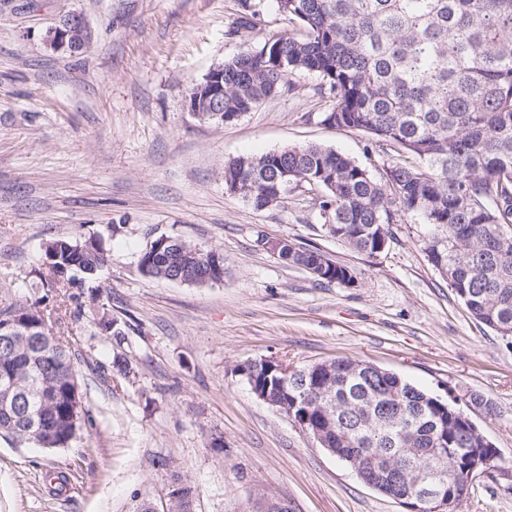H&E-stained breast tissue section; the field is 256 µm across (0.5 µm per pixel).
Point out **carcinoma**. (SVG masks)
<instances>
[{
  "label": "carcinoma",
  "mask_w": 512,
  "mask_h": 512,
  "mask_svg": "<svg viewBox=\"0 0 512 512\" xmlns=\"http://www.w3.org/2000/svg\"><path fill=\"white\" fill-rule=\"evenodd\" d=\"M292 30L224 62V112H252L281 93L297 72L319 79L331 108L323 122L369 136L367 149L397 158L373 172L350 156L307 145L242 156L224 165V186L259 191L288 167L298 188L314 178L321 224L358 252L380 253L391 242L388 225L417 217L428 261L463 301L475 321L512 346V0H274ZM260 0H240L233 36L255 26ZM291 265L308 268L321 251L288 244ZM41 277L50 289L82 288L107 261L102 246L46 243ZM140 265L152 277L196 272L224 279V257L211 251L196 262L168 244H150ZM353 283L340 263L315 277ZM45 309L28 307L29 336L0 345V386L15 385L17 409L0 405V432L26 437L41 448L69 446L85 407L72 341L42 333ZM341 358L326 368L303 367L307 388L327 387L335 403L294 414L326 431L333 446L361 457L370 478L390 461L401 469L391 491L412 486L417 468L448 472L446 492L468 494L469 456L484 447L456 397L425 392L398 375L355 372ZM246 382L274 402L297 394L265 367L243 365Z\"/></svg>",
  "instance_id": "1"
}]
</instances>
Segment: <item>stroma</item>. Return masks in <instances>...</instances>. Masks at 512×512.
<instances>
[{"instance_id":"stroma-1","label":"stroma","mask_w":512,"mask_h":512,"mask_svg":"<svg viewBox=\"0 0 512 512\" xmlns=\"http://www.w3.org/2000/svg\"><path fill=\"white\" fill-rule=\"evenodd\" d=\"M239 0H0V311L58 305L38 275L44 243L95 237L99 285L52 330L74 337L87 421L68 447L0 433V512H135L172 475L197 512H405L363 484L286 415L259 400L244 363L366 361L468 401L497 459L459 512H512V347L477 323L428 262L406 216L386 252L358 253L322 228L317 192L257 211L224 187V164L306 145L372 170L360 132L323 122L330 104L307 73L231 123L189 111L193 83L290 26L266 0L254 28L228 37ZM83 15L89 47L45 38ZM170 236L221 253L224 280L146 276L150 242ZM285 238L347 266L353 285L316 281L265 248ZM115 334L102 331L104 319ZM478 396L482 405L470 404Z\"/></svg>"}]
</instances>
